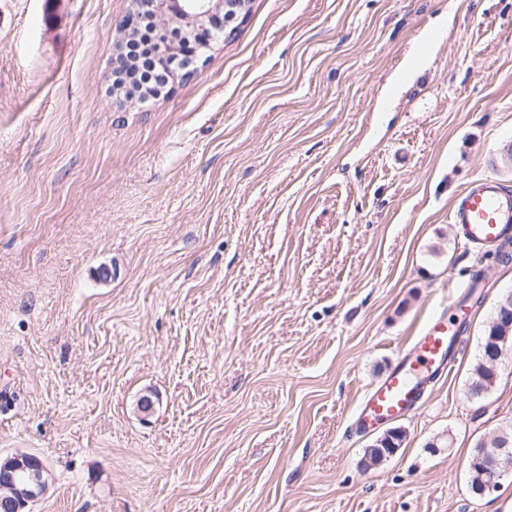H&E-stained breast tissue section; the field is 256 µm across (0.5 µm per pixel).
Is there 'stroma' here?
I'll use <instances>...</instances> for the list:
<instances>
[{
  "label": "stroma",
  "instance_id": "35a3bbf8",
  "mask_svg": "<svg viewBox=\"0 0 512 512\" xmlns=\"http://www.w3.org/2000/svg\"><path fill=\"white\" fill-rule=\"evenodd\" d=\"M127 10L0 0V459L43 462L32 512H512V478L468 487L512 430V364L468 391L512 260L450 221L467 182L512 186V0H251L122 106ZM475 274L456 364L364 468L359 400Z\"/></svg>",
  "mask_w": 512,
  "mask_h": 512
}]
</instances>
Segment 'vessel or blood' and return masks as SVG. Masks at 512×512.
<instances>
[{"instance_id":"b4317fda","label":"vessel or blood","mask_w":512,"mask_h":512,"mask_svg":"<svg viewBox=\"0 0 512 512\" xmlns=\"http://www.w3.org/2000/svg\"><path fill=\"white\" fill-rule=\"evenodd\" d=\"M451 218L466 245L493 248L512 235V188L491 175L471 181L454 201ZM459 344L458 323L435 310L412 347L362 397L352 417L355 432H368L418 409L430 385L452 367Z\"/></svg>"}]
</instances>
